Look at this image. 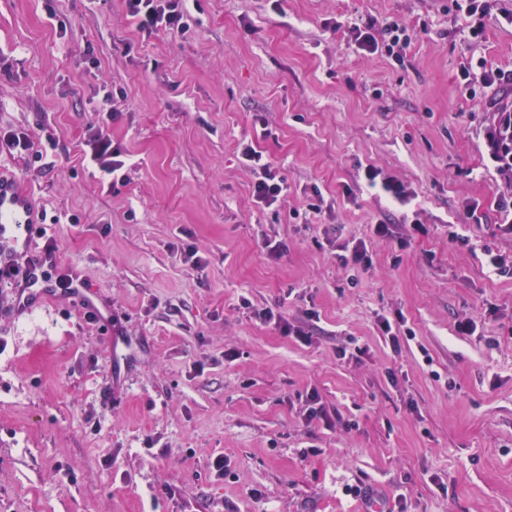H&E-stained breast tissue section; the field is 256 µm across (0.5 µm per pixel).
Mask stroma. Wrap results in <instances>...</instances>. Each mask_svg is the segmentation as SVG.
I'll return each mask as SVG.
<instances>
[{
	"label": "stroma",
	"mask_w": 512,
	"mask_h": 512,
	"mask_svg": "<svg viewBox=\"0 0 512 512\" xmlns=\"http://www.w3.org/2000/svg\"><path fill=\"white\" fill-rule=\"evenodd\" d=\"M447 3L201 0L188 31L147 38L123 0H0V129L58 141L43 167L2 152L0 169L57 216L47 238L99 286L128 354L108 399L109 344L84 312L59 296L0 317V512H369L367 489L387 512H512V280L483 255H512L487 137L512 84L461 78L476 59L512 70V0L479 42ZM388 17L411 30L400 66L332 29ZM105 89L134 160L114 185L81 163ZM247 141L288 183L278 214L252 197ZM369 164L410 203L385 209ZM413 219L426 231L406 249L370 237ZM329 235L366 240L371 270L338 267ZM263 308L318 312L312 343ZM381 314L414 332L401 352ZM364 178L371 188L380 186L381 190L391 199L399 203H403L410 196V192L406 190L403 183L391 177L382 176L381 170L375 166L368 165L364 170ZM254 315L265 323H273L274 327L284 336H294L304 344H311L312 342V334L305 326L288 321L281 314H275L272 309L257 310Z\"/></svg>",
	"instance_id": "1"
}]
</instances>
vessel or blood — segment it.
<instances>
[{"mask_svg":"<svg viewBox=\"0 0 512 512\" xmlns=\"http://www.w3.org/2000/svg\"><path fill=\"white\" fill-rule=\"evenodd\" d=\"M43 212L33 194L11 175L0 173V275L11 285L12 309L31 311L50 297L61 294L72 306L91 315L106 330L115 360H124L112 321V307L79 269H72L67 287L53 276L56 252L38 247L34 230L42 223Z\"/></svg>","mask_w":512,"mask_h":512,"instance_id":"obj_1","label":"vessel or blood"}]
</instances>
